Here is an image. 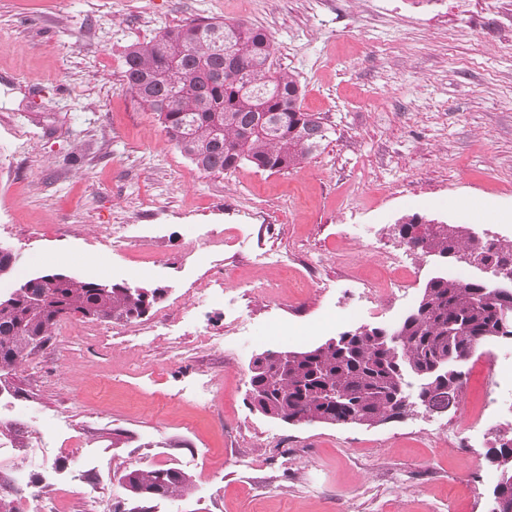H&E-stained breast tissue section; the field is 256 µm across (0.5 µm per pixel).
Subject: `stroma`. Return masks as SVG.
Listing matches in <instances>:
<instances>
[{
	"mask_svg": "<svg viewBox=\"0 0 512 512\" xmlns=\"http://www.w3.org/2000/svg\"><path fill=\"white\" fill-rule=\"evenodd\" d=\"M264 27L276 66L293 72L304 110L333 134L301 169L250 165L201 171L167 141L128 91L123 56L135 42L193 19ZM512 0H0V244L18 256L8 295L43 270L164 289L172 299L207 268L189 269L185 242L224 236V296L198 321L224 338L221 359L156 353L155 383L122 346L47 342L10 371L0 423L14 449L0 472L69 470L80 436L97 483L131 467L175 468L187 492L153 512H486L499 471L473 414L512 428V342L487 343L497 382L466 362L461 401L374 427L288 424L249 403L258 354L302 350L361 324L390 327L418 302L429 258L404 252L397 296L379 253L400 219L419 215L512 235ZM491 211L479 219L478 209ZM126 238L101 257L98 236ZM158 225L161 267L145 227ZM274 248L287 269L257 265ZM360 306L350 317L351 306ZM211 392L180 397L200 369ZM459 430L448 445L449 429Z\"/></svg>",
	"mask_w": 512,
	"mask_h": 512,
	"instance_id": "1",
	"label": "stroma"
}]
</instances>
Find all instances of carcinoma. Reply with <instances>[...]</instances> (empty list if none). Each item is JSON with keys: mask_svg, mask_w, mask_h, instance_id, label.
<instances>
[{"mask_svg": "<svg viewBox=\"0 0 512 512\" xmlns=\"http://www.w3.org/2000/svg\"><path fill=\"white\" fill-rule=\"evenodd\" d=\"M127 89L158 118L172 143L206 173L243 164L270 173L299 169L319 152L332 128L302 107L296 76L275 68L270 34L243 22L197 21L169 27L124 56ZM401 226L418 251L433 258L470 251L482 261L511 263L512 248L481 255L459 224L414 215ZM23 297L0 299V367L24 358L34 338L46 341L62 318L133 321L163 295L115 283L62 280L48 272L27 280ZM512 339V288L490 282L432 276L416 307L393 327L339 334L318 346L270 353L250 368L253 405L271 419L367 426L397 419L406 405L434 412L461 391L471 344ZM500 469L492 488L499 512H512V434L496 438ZM121 486L138 512L189 487L175 468H129Z\"/></svg>", "mask_w": 512, "mask_h": 512, "instance_id": "obj_1", "label": "carcinoma"}]
</instances>
